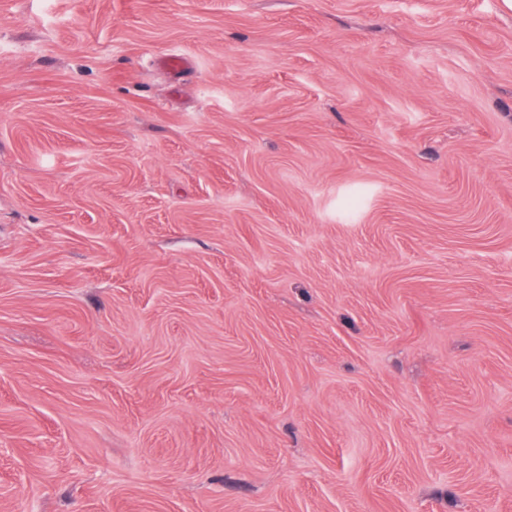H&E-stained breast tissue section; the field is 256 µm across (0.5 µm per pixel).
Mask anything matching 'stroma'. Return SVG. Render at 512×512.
<instances>
[{"instance_id":"35a3bbf8","label":"stroma","mask_w":512,"mask_h":512,"mask_svg":"<svg viewBox=\"0 0 512 512\" xmlns=\"http://www.w3.org/2000/svg\"><path fill=\"white\" fill-rule=\"evenodd\" d=\"M0 512H512V0H0Z\"/></svg>"}]
</instances>
